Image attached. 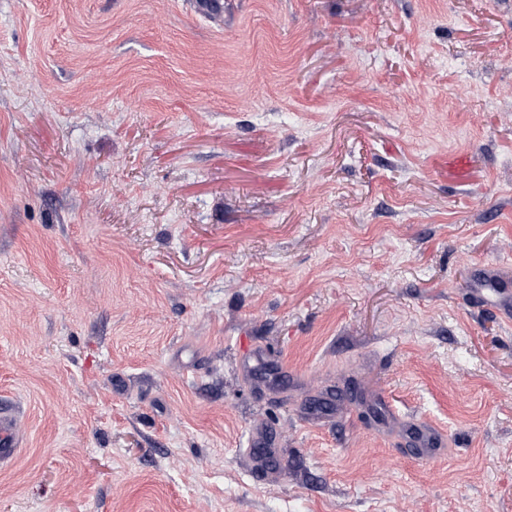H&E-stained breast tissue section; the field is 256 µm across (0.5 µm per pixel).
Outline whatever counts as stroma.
Instances as JSON below:
<instances>
[{"label":"stroma","mask_w":512,"mask_h":512,"mask_svg":"<svg viewBox=\"0 0 512 512\" xmlns=\"http://www.w3.org/2000/svg\"><path fill=\"white\" fill-rule=\"evenodd\" d=\"M205 2L0 0V512H512V0ZM483 289L495 295V309L498 316L506 322L512 320V292L510 283L492 278H483ZM12 409L0 401V461L12 459L18 449V439L11 427ZM405 427V436L415 446L420 459L433 461L444 455L448 446L446 432L428 419L411 418L405 421Z\"/></svg>","instance_id":"obj_1"}]
</instances>
